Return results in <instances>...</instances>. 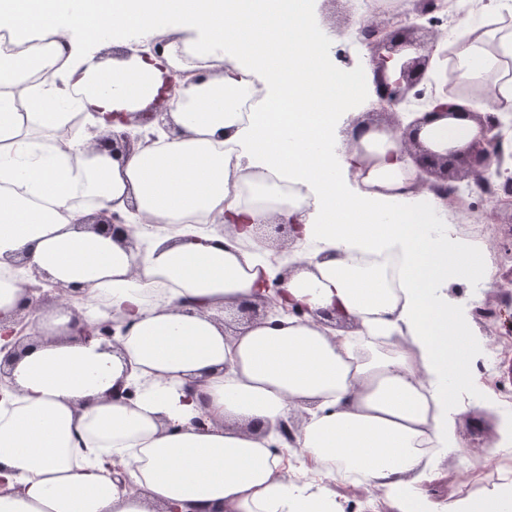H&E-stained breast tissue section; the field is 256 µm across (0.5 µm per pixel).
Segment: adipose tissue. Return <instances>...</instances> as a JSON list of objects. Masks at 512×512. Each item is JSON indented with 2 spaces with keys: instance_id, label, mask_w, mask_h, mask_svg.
I'll return each mask as SVG.
<instances>
[{
  "instance_id": "adipose-tissue-1",
  "label": "adipose tissue",
  "mask_w": 512,
  "mask_h": 512,
  "mask_svg": "<svg viewBox=\"0 0 512 512\" xmlns=\"http://www.w3.org/2000/svg\"><path fill=\"white\" fill-rule=\"evenodd\" d=\"M450 48L449 101L432 150L471 142L469 113L487 97L512 109V0H465ZM312 0H0V28L60 60L26 86L24 65L0 56V312L23 303L31 277L75 288L43 314L41 338L0 387V512H341L336 482L365 485L398 512H501L495 493L430 500L422 482L459 453L456 423L487 392L473 363L484 346L448 280L485 271L478 243L448 235L445 209L414 187L408 159L371 131L340 133L336 115L364 94L336 68ZM478 14L482 23L472 24ZM160 55L104 65L74 34L124 45L164 27ZM204 69L171 104L179 132L116 159L95 149L62 101L117 110L152 99L163 67ZM261 87L259 112L239 109ZM23 97L28 113L16 112ZM96 132V133H97ZM135 202L147 222L132 249L82 227L98 210ZM296 217L302 237L273 253L252 226ZM24 252L27 266H9ZM295 266L283 286L311 310L337 308L339 333L281 312L234 334L226 306ZM118 320L119 352L68 338L75 316ZM197 381L188 391L189 381ZM135 386L132 400L114 397ZM303 412L296 447L276 426ZM201 417L205 428L193 420Z\"/></svg>"
}]
</instances>
